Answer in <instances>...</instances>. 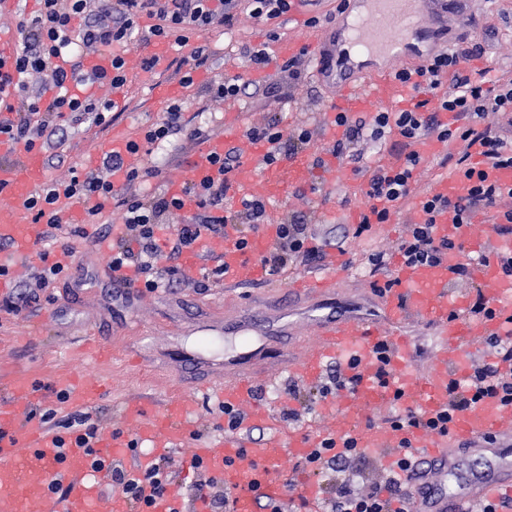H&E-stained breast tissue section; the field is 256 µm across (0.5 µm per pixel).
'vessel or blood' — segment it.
Segmentation results:
<instances>
[{
    "label": "vessel or blood",
    "instance_id": "1",
    "mask_svg": "<svg viewBox=\"0 0 512 512\" xmlns=\"http://www.w3.org/2000/svg\"><path fill=\"white\" fill-rule=\"evenodd\" d=\"M368 15L339 18L348 48L343 55H323L315 52L316 71L332 81L341 91L339 107L345 112L364 109L369 99L387 101L400 109L411 102L406 87L395 84L389 73L376 74L377 85L370 93H362L358 84L344 75L345 66L353 56L382 52L392 54L408 50L409 40L421 30L420 14L411 9L412 0H370ZM224 138L216 137L201 143L190 155L187 170L191 179L201 181L214 176L213 156L223 154ZM266 151L265 146L251 147L243 154L233 178L236 189L245 194L255 192L266 196L281 195L286 182H302L309 178L310 167L294 158L285 164L282 174L257 181L256 160ZM45 180L42 156L38 150L24 152L20 162H0V240L9 242L15 255L31 256L41 232L39 225L30 223L25 207L32 191ZM97 198L57 203L61 222L73 220L93 210ZM211 252L224 258L225 275L242 282L259 279L260 268L248 264L232 239L211 245ZM485 257L473 268L474 276L491 286L498 316L478 318L468 316V299L452 292L455 258L433 266L408 267L397 265L400 281L397 288L378 298L374 313L361 314L355 307L325 308L311 305L314 297H327L336 286V276L345 269L344 258L329 261V274L319 281L294 280L288 294L294 303L288 310L271 313L264 310L224 323L228 336L251 338L250 349L224 358L225 379L220 397L225 405L242 413V422L254 426L268 419V414L253 403L255 377L245 372L246 364L256 361L279 362L283 356L278 341L289 334L291 316H298L314 335L316 345L301 361L289 363L288 371L302 381L316 382L329 361L348 363L357 357L358 385L349 399L323 404L322 412L336 420L337 437L351 436L359 447L382 448L385 467H392L394 450L408 445L414 466L400 472L401 484L410 488L412 512H453L452 505L460 500H499L512 498V412L502 409L495 401H484L458 415L447 437L432 440L422 432L403 435L382 427L366 426L374 409L386 401L390 392H399L403 405L432 415L448 401L449 380H464L467 375L466 355L479 341L488 337L512 334V278L503 276L498 253L512 252V239H492ZM415 319L431 327L439 338L440 348L434 368L418 375L411 368L414 341L403 327ZM391 347L389 388H382L374 379L377 360L374 348L381 341ZM57 386L67 394L74 406L94 403L100 397V385L91 378L68 376ZM11 407L0 408V512H131V506L121 494L102 499L100 483L107 473L88 480L90 460L86 449L56 448L52 436L38 424L22 423L15 405L29 404L35 393L31 378L15 374L9 381ZM192 396L170 401L165 409L149 419H142L139 404L125 409L129 419L138 423L142 441L155 448L175 446L193 428L189 416ZM315 439L289 435L263 444L242 448L234 438L212 441L194 448L193 454L203 460L212 472L223 475L225 484L237 488L234 512H257L255 498L284 500L289 492L286 478L278 469L285 456L303 457L315 448ZM59 482L66 494L50 493L51 483ZM150 512H206L203 500L186 502L177 489L155 497Z\"/></svg>",
    "mask_w": 512,
    "mask_h": 512
}]
</instances>
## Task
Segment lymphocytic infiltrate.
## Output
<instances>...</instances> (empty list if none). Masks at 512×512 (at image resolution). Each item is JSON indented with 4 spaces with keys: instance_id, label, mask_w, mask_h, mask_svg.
<instances>
[{
    "instance_id": "f902f5d3",
    "label": "lymphocytic infiltrate",
    "mask_w": 512,
    "mask_h": 512,
    "mask_svg": "<svg viewBox=\"0 0 512 512\" xmlns=\"http://www.w3.org/2000/svg\"><path fill=\"white\" fill-rule=\"evenodd\" d=\"M40 7L27 13L18 6L16 30L20 41L10 58L0 60V136L23 145L25 149L61 148L68 132L80 127L102 129L112 123L109 99L71 94L70 88L85 83L83 63L88 52L112 55L111 87L121 88L127 82V61L122 47L138 41L157 38L174 39L181 47H189V66H176L182 85L194 83L198 68L209 59L207 44L196 37L214 27L233 31L241 17L255 21H271L285 16L291 0H39ZM152 24L141 29V17ZM484 48L453 45L432 55L426 66L417 72L399 70L395 77L408 83L412 76L429 77L432 87H439L444 76H451L457 91L442 97L436 108L421 100L411 108L380 111L371 117L354 118L345 112L336 113L333 124L341 128L330 153L348 157L354 174L367 178L364 209L354 231L362 236L373 226L388 223L396 208L413 199L421 212L418 221L408 224L399 239L396 251L404 265H434L448 254L465 256L462 242L440 238L435 224L441 216L452 223L470 224L477 214L489 215L493 232L501 237L512 236V187L487 182L484 166L512 168V78L499 79L492 85L470 80L461 75L460 61L483 54ZM184 104L169 105L161 123L151 126L143 142H130V151H139L141 144L158 145L179 133H186L189 142L201 140L200 130L185 132ZM396 134L393 144L398 161L389 167H372L367 155L385 134ZM251 142H263L268 151L264 165L270 166L309 146L312 132L298 126L286 133L278 123L269 122L249 128ZM455 142L454 172L463 185L462 194L417 193L414 172L421 161L417 144L427 140ZM479 147L482 166L472 161V147ZM239 159L237 148L225 149L214 157L216 178L198 183L186 181L180 193L161 189L138 196L126 192L128 184L158 177L155 166L145 164L125 168L120 155L105 153L101 168L84 175H70L64 180L46 184L33 194L27 204L32 223L45 225V238L57 239L59 218L52 205L59 197L77 201L89 195L99 196L109 207L111 220L124 225L125 236L113 241L106 262L112 270L134 268L147 290L171 288L178 284L180 269L173 260L185 249L211 239H223L225 228H233L235 245L240 251L250 247L249 231L258 229L268 218L267 203L253 196L242 199L234 219L221 216L224 195L229 189V176ZM193 200L194 211L184 215L185 200ZM169 229L167 245H160L158 233ZM313 236L304 219L278 225L275 247L261 258L269 274L276 275L293 264H308L319 251L310 247ZM63 272L60 264L45 267L34 282L24 283L16 293L0 305L13 313L38 306L40 294ZM486 345L490 358L473 362L466 386L450 383L448 405L433 417H424L410 407L398 408L383 420L391 430L410 433L416 430L433 437L448 434L453 417L474 405L491 399L503 408L512 409V335L492 336ZM56 405L34 406L29 418L38 420L53 436L59 447L74 444L91 446L100 435V425L92 412L77 410L59 415L57 406L65 402L64 391H56ZM366 454L352 437L336 442L325 437L316 448L299 461L298 466L315 476L328 475L321 487L326 512H411L412 495L398 484L395 471L409 465V455L395 462L394 471L365 470L361 463ZM172 456L154 460L149 468H124L111 458L94 455L93 471H107L111 487L119 491L134 512H149L155 496L167 492L173 482Z\"/></svg>"
}]
</instances>
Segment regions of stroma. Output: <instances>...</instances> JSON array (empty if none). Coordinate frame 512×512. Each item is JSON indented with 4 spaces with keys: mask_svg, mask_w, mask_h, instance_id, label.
I'll list each match as a JSON object with an SVG mask.
<instances>
[{
    "mask_svg": "<svg viewBox=\"0 0 512 512\" xmlns=\"http://www.w3.org/2000/svg\"><path fill=\"white\" fill-rule=\"evenodd\" d=\"M291 11L307 17L317 15L324 22L321 27L309 29L287 21L277 28L280 42L301 47L315 38L323 46H330L337 35L336 24L331 20L336 12L334 0H319L315 5L310 0H296ZM446 21L449 42L489 45L483 56L463 62L466 74L485 68L496 76L512 74V0H450ZM271 29V24L245 17L235 32L227 34L215 28L206 34L211 57L200 69V77L207 80L236 76L245 80L254 74L259 78L258 91L238 100L208 102L202 98L200 85L182 88L186 127L207 130L215 137L227 136L230 145L244 151L250 146L246 131L276 119L287 133L301 125L312 130L313 139L303 150V157L326 156L333 144L327 136L329 109L338 90L310 66L304 82L293 91L294 101H287L290 91L278 71L282 59L276 54L279 42L269 39ZM263 43L274 59L267 68L256 72L242 57L241 48ZM142 55L136 44L125 52L128 83L122 94L126 106L113 117L111 129L70 131L62 163L46 167L48 180L67 174L72 167L89 169L90 157L104 153L113 131H122L126 138L140 143L147 128L163 118L165 104L156 101L141 81ZM191 150L181 135L154 150L155 162L162 171L160 180L167 188H181L187 180L186 159ZM337 165L344 173L335 186H323L319 174L314 173L307 181L289 186L283 198L269 200L270 223L286 222L295 213L306 216L315 233L312 244L320 248L322 256L305 266H289L260 284L230 285L221 281L204 289L198 280L186 279L170 291L146 292L141 300L131 303L116 301L108 281L99 274L105 261L96 252L94 237L97 225L107 224L109 215L99 217L97 225L87 226L86 237H70L72 263L42 292L39 307L17 315L0 310V404L8 400L6 383L15 372L31 375L38 387L36 401L44 406L55 402L49 387L58 377L83 374L103 384L104 392L92 406L103 432L118 431L129 440L136 437L137 425L124 416L126 404L140 403L151 415L174 397L193 394L195 434L173 449L175 459L181 462L173 484L185 498H194L197 476L188 470L186 462L197 442L224 436V416L214 390L224 382L225 355L237 347L236 339L224 334L225 311L265 303L272 294H284L290 280L320 274L326 267V255L332 252L324 244L328 238L341 240L348 263V275L336 291L337 305L374 308L373 277L365 256L374 250H393L407 224L417 219L415 205L408 201L392 214L384 228L353 238L355 216L364 207L365 179L353 174L348 159L338 160ZM200 383L210 384V393L197 391ZM287 384L283 377L257 386V403L274 422L273 427L262 429V438L330 429L332 418L318 410L302 411L300 402L286 395ZM288 408L299 410L298 420L283 421L281 413Z\"/></svg>",
    "mask_w": 512,
    "mask_h": 512,
    "instance_id": "35a3bbf8",
    "label": "stroma"
}]
</instances>
